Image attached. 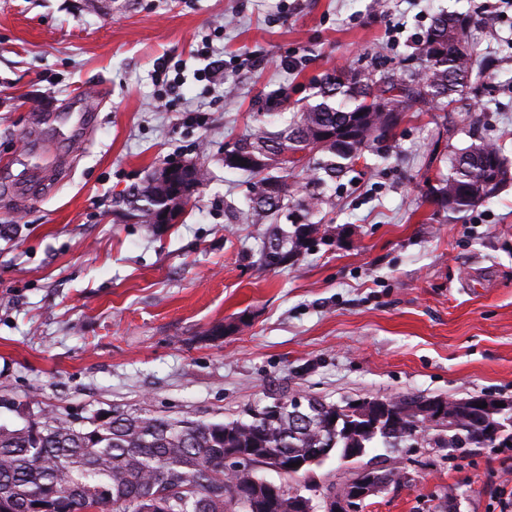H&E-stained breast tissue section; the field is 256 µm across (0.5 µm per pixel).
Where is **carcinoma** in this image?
Listing matches in <instances>:
<instances>
[{
  "label": "carcinoma",
  "mask_w": 512,
  "mask_h": 512,
  "mask_svg": "<svg viewBox=\"0 0 512 512\" xmlns=\"http://www.w3.org/2000/svg\"><path fill=\"white\" fill-rule=\"evenodd\" d=\"M469 18L438 15L419 45L422 70L378 79L344 67L325 76L320 100L290 113L279 131L270 122L283 117L288 100L272 93L255 115V125L235 141L240 164L224 168L252 180L244 218L264 224L259 260L270 254L296 260L315 240L321 225L306 218L324 205L331 183L345 175L364 152L392 132L412 108L443 112L461 101L474 73L476 50L467 43ZM390 104L379 109L380 101ZM305 175L303 197L288 194V176ZM498 185L512 181L500 149L474 141L450 159L433 201L443 209L468 210L486 197L473 187L486 173ZM169 187L151 177L130 201L137 223L151 231L168 205ZM286 223H281V220ZM409 397L335 402L282 396L274 410L256 403L244 417L223 422L189 416L169 418L148 409L112 408L109 419L70 420L41 413L21 426L0 425V512H302L291 494L306 482L316 458L333 448H445L455 459L470 448H505L512 443V401ZM242 457L250 468L227 478L226 458ZM290 461L306 466L282 475L276 489L260 470Z\"/></svg>",
  "instance_id": "obj_1"
}]
</instances>
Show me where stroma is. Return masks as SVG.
<instances>
[{
	"mask_svg": "<svg viewBox=\"0 0 512 512\" xmlns=\"http://www.w3.org/2000/svg\"><path fill=\"white\" fill-rule=\"evenodd\" d=\"M484 0H0V423L119 406L232 420L274 392L512 399V182L463 213L432 189L472 136L512 160V11ZM476 16L493 63L469 112L405 117L337 180L326 233L258 264L262 226L230 223L246 177L224 147L258 99L300 106L345 66L402 73L442 12ZM220 60L215 82L196 73ZM180 87H172L173 78ZM386 154L378 163V154ZM179 159L210 180L146 232L129 192ZM224 335H212L216 326ZM365 512H500L512 450L417 449Z\"/></svg>",
	"mask_w": 512,
	"mask_h": 512,
	"instance_id": "stroma-1",
	"label": "stroma"
}]
</instances>
